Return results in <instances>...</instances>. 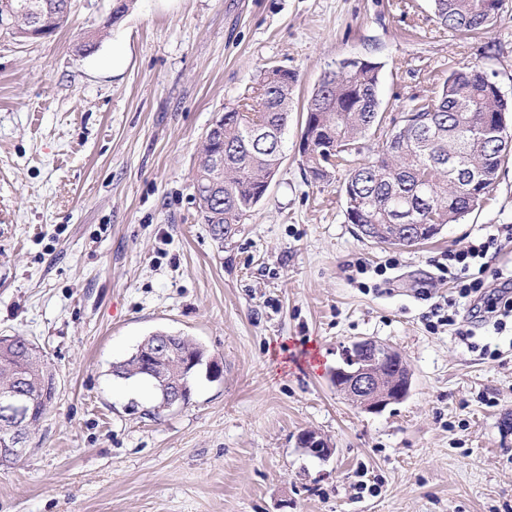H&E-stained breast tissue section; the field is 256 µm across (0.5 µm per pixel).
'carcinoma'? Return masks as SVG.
I'll return each mask as SVG.
<instances>
[{"label": "carcinoma", "mask_w": 512, "mask_h": 512, "mask_svg": "<svg viewBox=\"0 0 512 512\" xmlns=\"http://www.w3.org/2000/svg\"><path fill=\"white\" fill-rule=\"evenodd\" d=\"M41 5L40 28L47 36L68 21L72 0H0V13ZM503 0H432L435 22L442 30L478 32L490 25ZM381 65L351 63L325 74L306 106L303 134L314 148L303 163L313 179L348 166L364 149L365 140L385 122L378 95ZM296 72L264 71L256 94L224 111V124L209 131L198 159L194 201L203 223L219 240L244 223L264 198L283 158L284 133L292 108ZM512 103L498 84L477 65L448 72L430 96L410 97L401 123H392L378 145L376 157L348 170L341 192L351 224H390L393 210L411 214V223L426 224L423 237L393 241L383 233L371 241L390 247H411L432 239L481 207L496 183L499 170L512 157V133L499 139L496 130ZM219 179L222 195L208 183ZM23 336H0V391L27 387L36 397L33 418L47 415L56 392L43 389L50 376L42 351L27 348ZM137 353L117 362L113 376L130 380L142 374Z\"/></svg>", "instance_id": "cac0c4a2"}]
</instances>
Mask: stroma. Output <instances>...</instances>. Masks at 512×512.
Masks as SVG:
<instances>
[{"instance_id": "1", "label": "stroma", "mask_w": 512, "mask_h": 512, "mask_svg": "<svg viewBox=\"0 0 512 512\" xmlns=\"http://www.w3.org/2000/svg\"><path fill=\"white\" fill-rule=\"evenodd\" d=\"M111 6L73 0L52 36L0 35V336L38 344L59 381L31 452L0 467V512H512V319L466 338L437 322L468 309L444 253L512 226V161L478 211L392 248L348 223L346 170L312 179L298 151L304 105L348 57L380 63L390 119L466 64L512 98V0L473 37L439 29L431 0H135L108 27ZM273 66L299 75L284 158L219 242L198 157ZM156 330L223 373L153 419L151 388L111 370ZM364 338L413 374L379 413L330 380ZM307 430L328 459L300 448ZM298 443L310 455L319 459H326L331 456L333 449L326 439L315 431H305L300 434Z\"/></svg>"}]
</instances>
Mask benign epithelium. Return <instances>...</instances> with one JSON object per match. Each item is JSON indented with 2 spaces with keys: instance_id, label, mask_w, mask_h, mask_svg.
<instances>
[{
  "instance_id": "1",
  "label": "benign epithelium",
  "mask_w": 512,
  "mask_h": 512,
  "mask_svg": "<svg viewBox=\"0 0 512 512\" xmlns=\"http://www.w3.org/2000/svg\"><path fill=\"white\" fill-rule=\"evenodd\" d=\"M148 359L146 374L165 388L169 409L186 404L179 375L167 374L156 362L173 353L171 338L156 336L141 346ZM336 390L354 405L370 413H379L391 404L404 401L410 394L412 371L396 349L373 339L354 342L343 353L342 364L331 372ZM31 394L19 391L0 393V454L19 457L26 452V442L32 428L38 426L29 416ZM300 447L319 459L331 456L333 448L315 431H305L298 438Z\"/></svg>"
}]
</instances>
